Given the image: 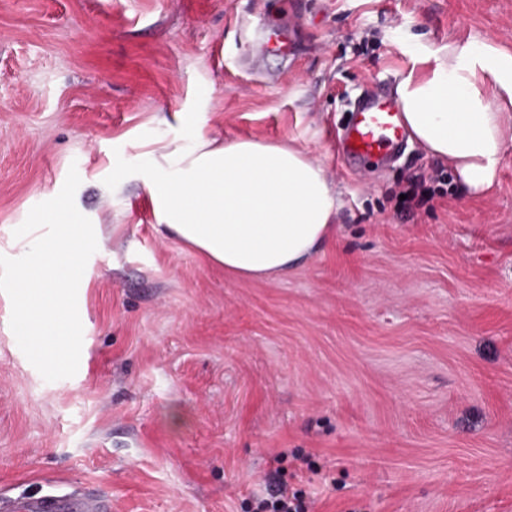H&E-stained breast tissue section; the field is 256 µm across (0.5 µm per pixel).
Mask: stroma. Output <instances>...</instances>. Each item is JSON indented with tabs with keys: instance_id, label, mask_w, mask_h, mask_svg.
I'll use <instances>...</instances> for the list:
<instances>
[{
	"instance_id": "1",
	"label": "stroma",
	"mask_w": 512,
	"mask_h": 512,
	"mask_svg": "<svg viewBox=\"0 0 512 512\" xmlns=\"http://www.w3.org/2000/svg\"><path fill=\"white\" fill-rule=\"evenodd\" d=\"M472 36L512 48V0H0V249L72 167L98 243L75 376L44 380L0 292V512H253L279 475L308 512H512V145L491 194L453 172L409 215L443 161L337 144L365 87ZM200 128L307 148L335 236L260 281L160 233L146 155ZM428 183H439L440 186L434 187ZM444 183L445 177L442 172L435 176L427 175L424 171L414 172L408 177L406 186L400 192V195H406V199L400 200L399 195L398 206L408 211L426 206L433 200L436 192L441 190V185ZM109 504L94 494L79 498L45 494L21 498L15 512H108Z\"/></svg>"
}]
</instances>
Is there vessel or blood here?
Returning <instances> with one entry per match:
<instances>
[{"mask_svg": "<svg viewBox=\"0 0 512 512\" xmlns=\"http://www.w3.org/2000/svg\"><path fill=\"white\" fill-rule=\"evenodd\" d=\"M406 144L400 105L390 88L366 90L352 104V116L343 129L338 146L350 162L383 163ZM109 504L94 494L74 498L45 494L21 498L16 512H107Z\"/></svg>", "mask_w": 512, "mask_h": 512, "instance_id": "vessel-or-blood-1", "label": "vessel or blood"}]
</instances>
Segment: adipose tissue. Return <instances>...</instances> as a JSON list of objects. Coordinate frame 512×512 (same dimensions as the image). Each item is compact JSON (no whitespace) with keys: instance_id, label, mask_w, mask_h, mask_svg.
Instances as JSON below:
<instances>
[{"instance_id":"obj_1","label":"adipose tissue","mask_w":512,"mask_h":512,"mask_svg":"<svg viewBox=\"0 0 512 512\" xmlns=\"http://www.w3.org/2000/svg\"><path fill=\"white\" fill-rule=\"evenodd\" d=\"M410 142L471 192L495 187L512 144V50L489 39L426 48L396 86ZM156 224L238 277L272 281L336 233L340 200L303 147L196 131L151 152L142 177Z\"/></svg>"}]
</instances>
